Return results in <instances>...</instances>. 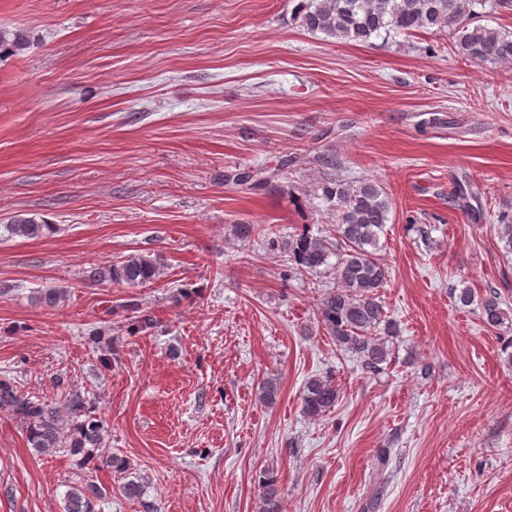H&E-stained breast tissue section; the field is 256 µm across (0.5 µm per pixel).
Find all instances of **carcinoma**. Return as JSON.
I'll return each instance as SVG.
<instances>
[{"label": "carcinoma", "instance_id": "obj_1", "mask_svg": "<svg viewBox=\"0 0 512 512\" xmlns=\"http://www.w3.org/2000/svg\"><path fill=\"white\" fill-rule=\"evenodd\" d=\"M482 0H299L293 19L303 30L338 40L367 43L372 38L395 31L405 35L422 30L446 32L458 52L474 63H498L512 60V34L471 25L474 7ZM28 45L20 30L0 27V53L19 54ZM283 159L269 175L256 177L249 171L224 174V182L247 193L264 190L269 179L288 169ZM319 197L336 208L338 222L334 235H314L303 229L282 242L293 273L314 275L333 270L336 283L319 300V323L334 339L336 346L356 358L363 374L377 376L392 359L391 340L399 335L396 320L390 318L379 299V288L390 277L388 266L378 257L380 233L389 221L390 203L382 187L364 179L348 184L340 179L318 186ZM6 230L13 236L36 238L55 231L46 221L15 215ZM239 238L246 242L273 233L267 224H240ZM336 257V263L329 259ZM163 258L136 253L118 264L99 266L88 272V279L104 284L142 286L153 283L161 274ZM461 307L476 305L479 318L487 328L512 325V314L501 307L500 294L492 290L476 298L465 285L454 295ZM279 386L264 381L258 400L272 404ZM340 391L330 376L307 378L302 391V412L318 420L332 412ZM0 408L12 413L26 427L27 441L40 454L67 448L79 457L82 470L102 466L127 471L126 462L105 454L109 438L106 420L98 416L90 401L80 393H70L61 400L32 399L19 393L14 379L0 378ZM260 512H282L281 489L277 475L263 470L258 476ZM122 496L141 505L140 512H159L153 501L145 499L146 485L132 477L119 486ZM106 489L86 477L70 487L65 498V512H101Z\"/></svg>", "mask_w": 512, "mask_h": 512}]
</instances>
